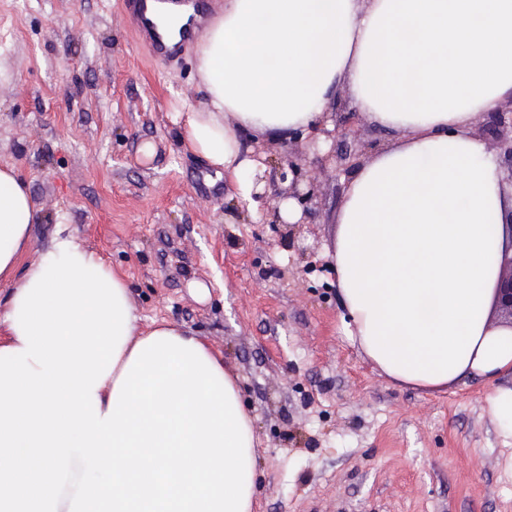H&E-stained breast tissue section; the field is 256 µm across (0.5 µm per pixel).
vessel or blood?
<instances>
[{
    "instance_id": "1",
    "label": "vessel or blood",
    "mask_w": 512,
    "mask_h": 512,
    "mask_svg": "<svg viewBox=\"0 0 512 512\" xmlns=\"http://www.w3.org/2000/svg\"><path fill=\"white\" fill-rule=\"evenodd\" d=\"M157 0H125L126 11L142 36L145 38L152 55L161 61L173 59L182 44L192 41L203 27L212 9L213 0H190L193 14L182 30L178 43H169L159 32L153 20Z\"/></svg>"
}]
</instances>
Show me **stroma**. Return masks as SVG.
<instances>
[{
  "label": "stroma",
  "instance_id": "35a3bbf8",
  "mask_svg": "<svg viewBox=\"0 0 512 512\" xmlns=\"http://www.w3.org/2000/svg\"><path fill=\"white\" fill-rule=\"evenodd\" d=\"M194 54L156 60L124 0H0V166L43 216L17 274L66 219L126 279L141 327L167 320L221 356L255 416L258 512H512V438L488 404L512 375L430 394L374 367L323 256L350 173L319 177L309 223H271L290 139L244 132L266 188L239 200L180 140L176 111L206 100ZM358 124L336 148L360 162L397 138Z\"/></svg>",
  "mask_w": 512,
  "mask_h": 512
}]
</instances>
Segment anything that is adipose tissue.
Masks as SVG:
<instances>
[{"label":"adipose tissue","mask_w":512,"mask_h":512,"mask_svg":"<svg viewBox=\"0 0 512 512\" xmlns=\"http://www.w3.org/2000/svg\"><path fill=\"white\" fill-rule=\"evenodd\" d=\"M182 142L245 201L239 135L332 128L334 96L398 132L349 181L325 255L349 335L395 383L441 392L512 373L491 321L512 184L471 128L512 96V0H224L195 51ZM42 216L0 166V512H256L254 420L221 359L139 326L126 280L70 236L13 274Z\"/></svg>","instance_id":"ef3b65f1"}]
</instances>
